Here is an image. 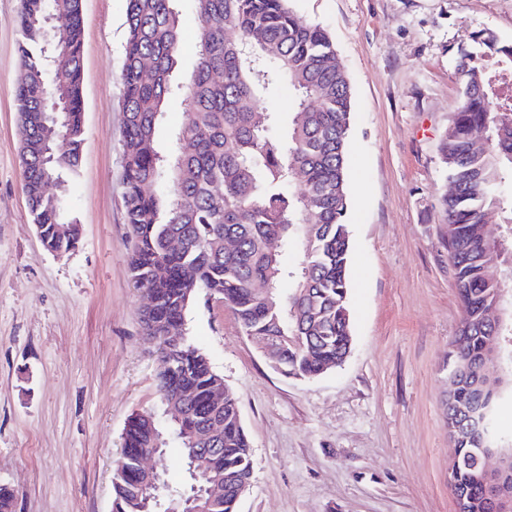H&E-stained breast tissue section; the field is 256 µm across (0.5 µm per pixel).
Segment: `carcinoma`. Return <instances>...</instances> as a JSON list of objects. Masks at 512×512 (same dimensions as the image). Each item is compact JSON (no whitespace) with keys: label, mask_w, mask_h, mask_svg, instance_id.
<instances>
[{"label":"carcinoma","mask_w":512,"mask_h":512,"mask_svg":"<svg viewBox=\"0 0 512 512\" xmlns=\"http://www.w3.org/2000/svg\"><path fill=\"white\" fill-rule=\"evenodd\" d=\"M127 37L120 74L124 209L132 240L129 270L141 292L145 332L181 337L180 347L158 346L160 362L176 358L178 372L157 374L161 401L181 383L193 399L174 423L184 459L189 449L217 448L190 473L192 484L224 480V499L210 512H237L239 488L252 472L250 444L237 399L208 358L187 343L186 313L200 291L224 303L243 332L269 336L284 374L310 379L335 367L351 342L348 268L352 239L348 151L352 89L336 65V47L318 24L304 19L291 0H188L200 23L196 63L177 79L181 39L179 0H126ZM53 17L62 61L48 66L47 28ZM21 68L16 80L23 189L33 223L47 250L76 247L81 224L71 205L84 141L81 0H20ZM236 40L225 38V29ZM153 76H141L144 60ZM461 100L440 135L438 158L454 194L440 198L448 228V256L463 310L448 360L481 357L498 341V363L512 376V44L481 29L458 50ZM293 95L285 116L264 106L283 89ZM170 100L185 118L158 146ZM66 112V154L44 163L53 134L49 113ZM482 133L487 146L473 145ZM504 234L489 241L485 226ZM236 246L224 248V238ZM282 248L273 252L268 241ZM181 241L171 251L168 242ZM299 251L297 264L290 256ZM268 291L261 295L257 285ZM224 392L218 402L215 394ZM500 392L459 383L448 410L463 408L475 420L487 412L494 426ZM223 431L201 444V417ZM454 487L466 488L473 512H485L472 479L478 445L456 442ZM161 446L152 412L133 414L124 454L112 478V512H142L135 455Z\"/></svg>","instance_id":"carcinoma-1"}]
</instances>
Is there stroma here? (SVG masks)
Listing matches in <instances>:
<instances>
[{
  "label": "stroma",
  "mask_w": 512,
  "mask_h": 512,
  "mask_svg": "<svg viewBox=\"0 0 512 512\" xmlns=\"http://www.w3.org/2000/svg\"><path fill=\"white\" fill-rule=\"evenodd\" d=\"M82 236L42 244L21 185L19 0H0V484L15 512H112L129 418L159 404L160 361L129 271L120 73L126 0H82ZM333 39L353 89L352 352L310 380L274 371L223 303L197 294L187 341L235 394L252 477L238 512H454L448 346L461 308L436 145L457 51L512 0H292Z\"/></svg>",
  "instance_id": "stroma-1"
}]
</instances>
